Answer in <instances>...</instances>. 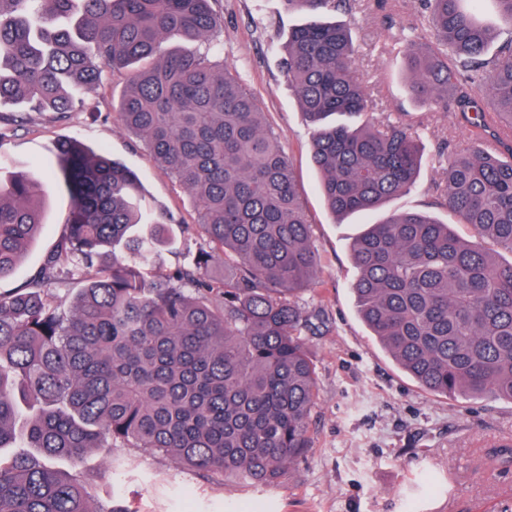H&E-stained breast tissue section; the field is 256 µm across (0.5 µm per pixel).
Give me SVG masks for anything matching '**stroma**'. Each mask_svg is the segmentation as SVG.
<instances>
[{"mask_svg":"<svg viewBox=\"0 0 512 512\" xmlns=\"http://www.w3.org/2000/svg\"><path fill=\"white\" fill-rule=\"evenodd\" d=\"M210 6L220 21L225 61L253 94L266 124L282 135L320 255L316 278L298 298L305 311L321 315L318 330L305 338L318 373L312 444L284 479L269 485L216 480L141 448L113 449L111 456L131 464L112 472L108 458L95 452L89 467L110 473L95 498L111 499L114 512H512V465L490 459L501 442L512 443V402L427 393L379 347L358 314L351 248L377 216L339 219L324 204L310 159V129L281 64L288 32L303 15L284 0H210ZM336 18L352 30L355 75L374 111L407 119L423 149L415 187L391 200L388 210L445 215L434 186L444 178L449 151L468 148L466 130L451 113L431 111L408 94L405 58L393 51L392 32L371 0H355L351 11ZM126 81V73H114L83 90L78 111L29 112L14 127L9 121L20 114L18 106L0 103V118L8 122L0 130V167L45 179L39 159L59 139H82L138 174L177 240L196 238L193 197L119 120ZM68 211L60 181L46 201L37 236L15 274L0 280V292L20 287L39 269Z\"/></svg>","mask_w":512,"mask_h":512,"instance_id":"stroma-1","label":"stroma"}]
</instances>
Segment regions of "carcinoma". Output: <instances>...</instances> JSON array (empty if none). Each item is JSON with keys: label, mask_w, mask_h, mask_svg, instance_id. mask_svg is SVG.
Masks as SVG:
<instances>
[{"label": "carcinoma", "mask_w": 512, "mask_h": 512, "mask_svg": "<svg viewBox=\"0 0 512 512\" xmlns=\"http://www.w3.org/2000/svg\"><path fill=\"white\" fill-rule=\"evenodd\" d=\"M286 2L307 16L282 64L326 207L375 211L411 191L420 146L373 112L349 29L325 20L350 0ZM423 2L428 44L392 0L375 5L398 27L412 97L455 113L471 144L436 189L451 222L404 211L369 225L352 247V290L372 336L421 389L512 401V0ZM218 26L208 0H0V103L71 112L84 84L127 70L120 121L193 195L205 242L153 274L173 237L137 176L69 138L44 159L70 208L37 274L0 292V449H19L0 454V512H113L92 504L91 451L144 448L269 484L310 447L314 323L297 298L319 257L280 135L234 68L211 61L224 53ZM167 40L205 51L162 54ZM47 188L0 179V278L35 239ZM219 261L224 274H208ZM72 279L70 304L48 293Z\"/></svg>", "instance_id": "carcinoma-1"}]
</instances>
